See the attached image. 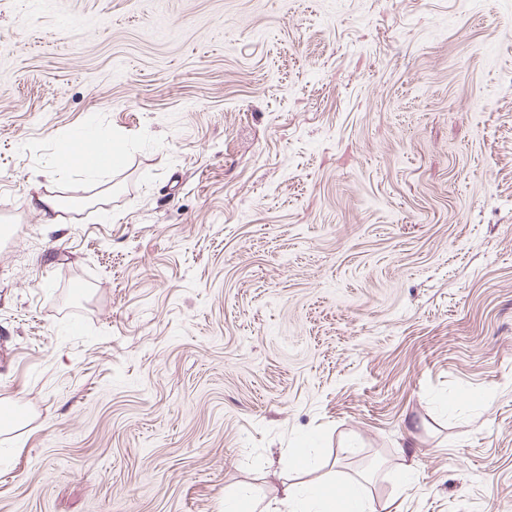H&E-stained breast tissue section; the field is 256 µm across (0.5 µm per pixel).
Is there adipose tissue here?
<instances>
[{"label": "adipose tissue", "mask_w": 512, "mask_h": 512, "mask_svg": "<svg viewBox=\"0 0 512 512\" xmlns=\"http://www.w3.org/2000/svg\"><path fill=\"white\" fill-rule=\"evenodd\" d=\"M260 512H377L372 499L359 487L337 498L315 489L288 485L282 496L270 498Z\"/></svg>", "instance_id": "1"}]
</instances>
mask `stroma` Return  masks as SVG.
Instances as JSON below:
<instances>
[{"label":"stroma","mask_w":512,"mask_h":512,"mask_svg":"<svg viewBox=\"0 0 512 512\" xmlns=\"http://www.w3.org/2000/svg\"><path fill=\"white\" fill-rule=\"evenodd\" d=\"M0 411V512H512V0H0ZM29 206L42 214L43 220L47 224H55L58 219V211L62 205L59 197L54 195H34L30 196L28 200ZM260 512H378L373 500L359 487H352L341 499L321 490L288 484L283 497H272Z\"/></svg>","instance_id":"stroma-1"}]
</instances>
